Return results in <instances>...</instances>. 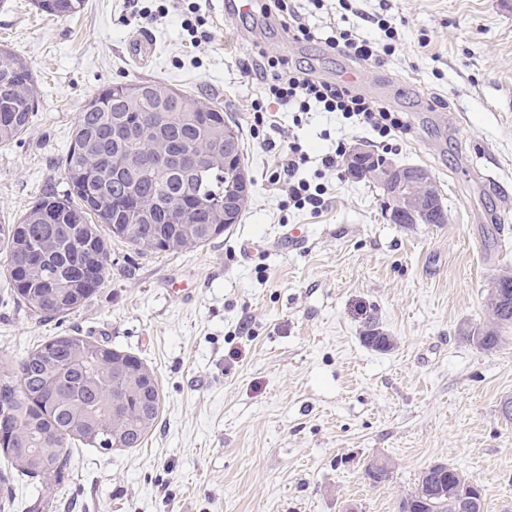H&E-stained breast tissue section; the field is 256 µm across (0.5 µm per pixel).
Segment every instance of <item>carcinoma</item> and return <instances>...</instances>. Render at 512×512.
I'll return each mask as SVG.
<instances>
[{"mask_svg":"<svg viewBox=\"0 0 512 512\" xmlns=\"http://www.w3.org/2000/svg\"><path fill=\"white\" fill-rule=\"evenodd\" d=\"M52 19L80 12L84 0H34ZM33 66L0 48V146L28 130L36 110ZM239 137L236 123L210 100L195 99L159 82H120L96 93L78 113L59 169L67 188L46 190L19 221L0 224V268L16 298L43 321L63 318L87 303L112 265L101 235L140 254L193 249L222 232L224 206L239 223L243 152L229 173L222 167L188 172L173 166L137 165L130 151L224 152V128ZM499 291L488 295L485 323L464 338L485 352L500 348L512 327V271L497 275ZM160 393L154 374L135 355L88 336H50L13 366L0 367V449L17 474L48 482L68 468L73 441L110 451L139 447L155 426ZM371 485L393 478L386 457L368 460ZM448 496L428 497L425 482L396 502V512H456L455 490L473 485L444 464L433 470Z\"/></svg>","mask_w":512,"mask_h":512,"instance_id":"carcinoma-1","label":"carcinoma"}]
</instances>
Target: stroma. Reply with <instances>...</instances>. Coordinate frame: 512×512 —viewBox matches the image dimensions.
Wrapping results in <instances>:
<instances>
[{"label": "stroma", "mask_w": 512, "mask_h": 512, "mask_svg": "<svg viewBox=\"0 0 512 512\" xmlns=\"http://www.w3.org/2000/svg\"><path fill=\"white\" fill-rule=\"evenodd\" d=\"M318 40H288L259 9L232 0H85L54 20L33 0H0V47L34 67L28 131L0 147V222L47 186L77 115L102 88L157 81L206 98L235 120L252 180L239 224L192 251L140 255L112 244L103 288L76 312L40 320L0 274V366L59 334L135 353L159 384L158 422L141 447L72 442L63 477L15 478L12 512H395L428 465L458 467L483 490L484 512H512V328L498 351L461 329L487 318L490 281L512 268V0H294ZM154 12L146 20L144 12ZM384 63H355L325 36L382 39ZM199 37H192L188 24ZM149 35L151 58L135 61ZM326 78L354 76L375 104L408 118L382 145L341 116L271 106L265 141L250 131L251 45ZM298 137L321 166L337 143L433 175L444 224H395L373 182L327 172L322 213L284 208L268 176ZM302 238L291 249L292 230ZM189 288L180 298L169 284ZM371 327L390 336L375 349ZM389 458L393 480L369 485L362 464Z\"/></svg>", "instance_id": "1"}]
</instances>
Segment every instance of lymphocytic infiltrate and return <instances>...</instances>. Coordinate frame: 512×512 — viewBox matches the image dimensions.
<instances>
[{
  "mask_svg": "<svg viewBox=\"0 0 512 512\" xmlns=\"http://www.w3.org/2000/svg\"><path fill=\"white\" fill-rule=\"evenodd\" d=\"M382 41L373 42L343 30L327 36L326 44L357 62L383 63L393 50L395 30L388 23H381ZM258 62L249 67L261 86L262 95L251 102V132L260 136L269 124V104H277L291 112H328L340 114L355 126L370 130L384 140L406 133L409 125L403 115L385 107L372 104L369 99L342 80L311 77L310 73L291 69L285 58L257 51ZM309 162L301 144L289 142L283 163L269 175L271 183L280 185L286 199L285 207L320 213L325 206L326 188L323 184L302 177L301 172Z\"/></svg>",
  "mask_w": 512,
  "mask_h": 512,
  "instance_id": "lymphocytic-infiltrate-1",
  "label": "lymphocytic infiltrate"
}]
</instances>
